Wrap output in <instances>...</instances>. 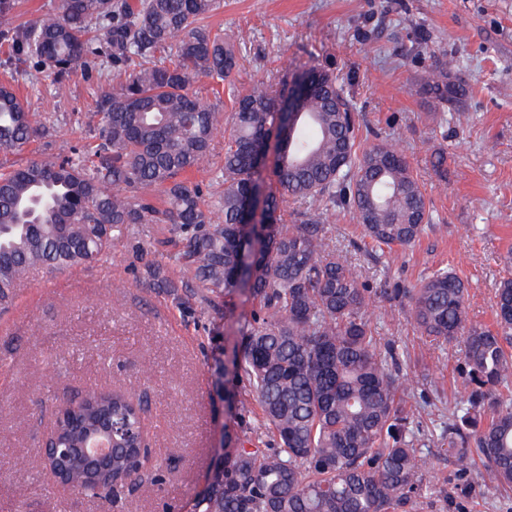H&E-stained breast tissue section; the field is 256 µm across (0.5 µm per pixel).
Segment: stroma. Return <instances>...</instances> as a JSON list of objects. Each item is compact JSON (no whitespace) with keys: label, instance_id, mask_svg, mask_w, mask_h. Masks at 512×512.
<instances>
[{"label":"stroma","instance_id":"1","mask_svg":"<svg viewBox=\"0 0 512 512\" xmlns=\"http://www.w3.org/2000/svg\"><path fill=\"white\" fill-rule=\"evenodd\" d=\"M209 24L236 42L239 84L281 67L336 75L361 116L362 146L395 143L424 182L435 229L412 246L380 250L343 213L325 225L329 243L374 288H408L431 270L453 269L472 318L491 324L501 257L512 249V0H224ZM5 57L1 45L0 83L12 84L53 136L19 154L0 149V170L92 142L96 85L111 67L73 75L58 96L2 66ZM445 61L470 90L472 123L440 128L432 120L437 106L424 83ZM437 151L448 156L443 178L429 163ZM170 238L162 224L130 225L109 257L52 278L31 273L0 310V512H193L224 465L225 434L273 447L260 411L236 413L246 383L225 370L240 341L235 316L252 303L238 294L225 308L223 295L192 282L150 285L146 269L166 268ZM370 322L426 376L408 382L405 394L436 471L417 512H512V490L485 493L481 468L469 492H451L454 467L439 433L460 382L458 347L421 336L397 299H381ZM118 389L143 401L154 468L108 502L64 490L43 462L56 415L89 391Z\"/></svg>","mask_w":512,"mask_h":512}]
</instances>
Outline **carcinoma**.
Segmentation results:
<instances>
[{
	"mask_svg": "<svg viewBox=\"0 0 512 512\" xmlns=\"http://www.w3.org/2000/svg\"><path fill=\"white\" fill-rule=\"evenodd\" d=\"M220 8L221 0H59L55 12L0 31L14 71L45 74L56 95L73 74L112 66L97 87L95 148L0 172V305L33 269L90 265L127 225L169 224L177 253L168 281L188 274L212 293L252 301L232 362L249 386L236 408L258 406L280 443L269 453L226 437L224 469L197 512H414L433 462L401 399L403 355L381 343L369 319L381 297L400 296L421 335L461 353L456 404L441 429L457 489L471 487L478 462L490 489L512 486V274L496 290L490 326L470 317L468 289L446 269L411 288L370 287L325 242L324 224L346 210L378 247L406 248L434 223L422 180L393 145L358 144L349 96L315 65L237 89L234 44L203 24ZM165 49L174 58L153 61ZM302 77L313 90L298 121L283 103ZM201 78L227 85L228 118L198 96ZM426 92L443 108L440 126L470 121L465 89L448 83L445 68L430 73ZM221 129L222 190L209 201L188 174L209 165ZM51 136L1 84L0 149L20 152ZM286 198L303 205L291 225L280 210ZM106 414L144 427L140 401L92 392L60 410L54 438L81 447ZM120 444L126 451L112 470L76 460L66 480L112 497L114 483L138 475L139 449L128 438Z\"/></svg>",
	"mask_w": 512,
	"mask_h": 512,
	"instance_id": "1",
	"label": "carcinoma"
}]
</instances>
